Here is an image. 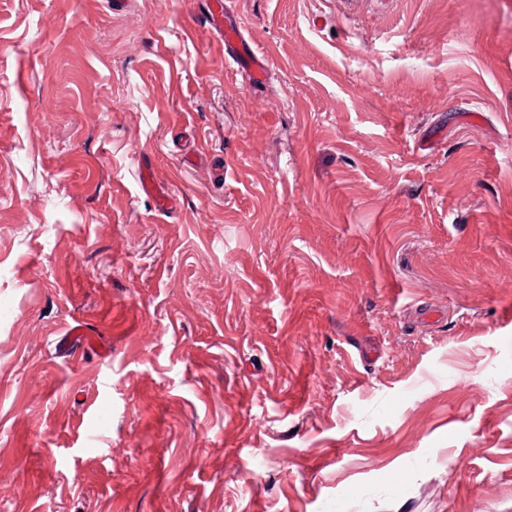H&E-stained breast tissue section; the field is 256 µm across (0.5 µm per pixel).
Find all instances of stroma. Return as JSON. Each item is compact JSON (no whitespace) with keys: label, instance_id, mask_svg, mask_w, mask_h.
I'll list each match as a JSON object with an SVG mask.
<instances>
[{"label":"stroma","instance_id":"obj_1","mask_svg":"<svg viewBox=\"0 0 512 512\" xmlns=\"http://www.w3.org/2000/svg\"><path fill=\"white\" fill-rule=\"evenodd\" d=\"M204 2L0 0V512H512V0ZM227 0H210L207 22L211 34L225 47H236L235 63L253 84H261L267 76L265 57L244 37L243 28L226 11Z\"/></svg>","mask_w":512,"mask_h":512}]
</instances>
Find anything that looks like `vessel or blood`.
Masks as SVG:
<instances>
[{"mask_svg":"<svg viewBox=\"0 0 512 512\" xmlns=\"http://www.w3.org/2000/svg\"><path fill=\"white\" fill-rule=\"evenodd\" d=\"M226 4L227 0H209V30L224 46L237 48L235 63L252 83H263L267 76L266 60L245 38L240 23L228 17Z\"/></svg>","mask_w":512,"mask_h":512,"instance_id":"b4317fda","label":"vessel or blood"}]
</instances>
